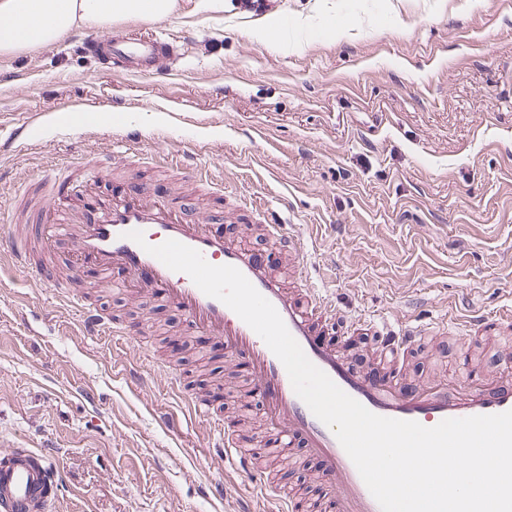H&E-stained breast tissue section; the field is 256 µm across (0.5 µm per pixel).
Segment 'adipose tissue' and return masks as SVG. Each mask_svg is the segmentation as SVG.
Segmentation results:
<instances>
[{
	"label": "adipose tissue",
	"mask_w": 512,
	"mask_h": 512,
	"mask_svg": "<svg viewBox=\"0 0 512 512\" xmlns=\"http://www.w3.org/2000/svg\"><path fill=\"white\" fill-rule=\"evenodd\" d=\"M177 0H0V56L61 42L75 29L172 16Z\"/></svg>",
	"instance_id": "1"
}]
</instances>
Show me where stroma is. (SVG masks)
Listing matches in <instances>:
<instances>
[{"mask_svg": "<svg viewBox=\"0 0 512 512\" xmlns=\"http://www.w3.org/2000/svg\"><path fill=\"white\" fill-rule=\"evenodd\" d=\"M195 4L112 24L178 44L153 74L115 75L71 37L0 57V215L46 173L64 181L83 161L102 187L125 179L189 195L195 213L263 251L262 226L239 222L251 202L299 239L315 294L365 323L350 347L356 369L379 336L411 324L422 336L401 352L397 381L455 385L464 350L486 378H512V326L493 343L465 326L476 312L512 314V0H271V38L256 37L238 0L214 15ZM70 97L184 120L142 127L130 143L69 125L56 107ZM36 110L42 129L18 141ZM185 166L210 181L199 197ZM86 294L127 334L85 336L56 289L23 270L0 279V449H55L54 512H226L205 492L219 477L232 496L251 494L253 478L212 456L208 426L166 390L172 374L205 395L222 386L213 412L239 419L262 456V403L235 364L148 294ZM129 366L148 388L123 379ZM169 414L177 431L158 423ZM318 471L297 448L265 476L277 492L330 501Z\"/></svg>", "mask_w": 512, "mask_h": 512, "instance_id": "obj_1", "label": "stroma"}]
</instances>
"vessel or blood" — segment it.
Listing matches in <instances>:
<instances>
[{
	"instance_id": "obj_1",
	"label": "vessel or blood",
	"mask_w": 512,
	"mask_h": 512,
	"mask_svg": "<svg viewBox=\"0 0 512 512\" xmlns=\"http://www.w3.org/2000/svg\"><path fill=\"white\" fill-rule=\"evenodd\" d=\"M80 40L92 56L109 60L126 76L153 72L176 55L172 43L153 35L86 33ZM184 206L183 200L156 194L139 182H116L103 193L95 181L81 178L44 202L23 197L11 218L33 222L39 230L37 240L44 248H53L60 240L67 242L77 275H91L101 287L113 285L150 293L176 308L195 334L208 337L217 352L242 363L252 391L262 401L273 454H285L298 445L309 450L321 466L322 480L336 490L328 512H380V506L332 430L297 396L283 364L262 338L224 303L204 294L187 274L172 271L144 251L129 239V232H142L147 243L154 246L169 239L179 241L201 252L211 264L239 269L276 308L307 358L374 414L433 427L449 418L512 410V379L485 383L468 367L455 390L400 386L385 370H353L334 340L336 306L303 286L304 256L297 238L287 232L285 225L257 205L243 204V217L263 222L273 243L272 251H257L219 225L202 218L189 219ZM281 253L292 254L295 259L293 283H286L277 270L276 259ZM8 269L25 270L48 286L55 281L49 265L32 264L30 248L0 240V271ZM64 297L79 306L86 335L99 336L109 330V320L82 292L69 290ZM416 340L415 331L409 329L388 332L380 361H388L397 349L414 345ZM189 404L193 414L212 420L219 436L217 457L237 470L256 475L248 452L249 437L224 421L213 420L211 408L203 399L190 397ZM63 488L61 471L50 451L0 450V512H48ZM234 509L309 512L301 496L269 493L263 482L257 485L255 495L237 500Z\"/></svg>"
}]
</instances>
